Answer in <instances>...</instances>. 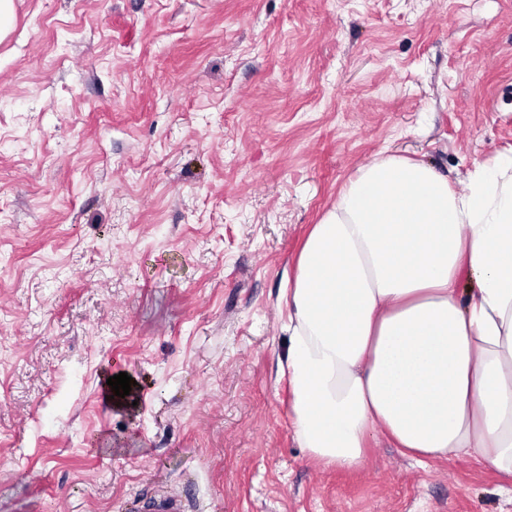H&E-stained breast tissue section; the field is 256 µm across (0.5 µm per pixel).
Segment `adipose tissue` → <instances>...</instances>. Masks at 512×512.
Returning <instances> with one entry per match:
<instances>
[{
    "label": "adipose tissue",
    "instance_id": "obj_1",
    "mask_svg": "<svg viewBox=\"0 0 512 512\" xmlns=\"http://www.w3.org/2000/svg\"><path fill=\"white\" fill-rule=\"evenodd\" d=\"M288 335L313 459L359 469L379 433L421 465L490 463L512 495V153L459 190L423 162L361 165L304 242Z\"/></svg>",
    "mask_w": 512,
    "mask_h": 512
}]
</instances>
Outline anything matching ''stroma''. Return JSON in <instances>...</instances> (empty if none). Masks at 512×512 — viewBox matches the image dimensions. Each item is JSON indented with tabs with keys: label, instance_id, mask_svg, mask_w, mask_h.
Wrapping results in <instances>:
<instances>
[{
	"label": "stroma",
	"instance_id": "stroma-1",
	"mask_svg": "<svg viewBox=\"0 0 512 512\" xmlns=\"http://www.w3.org/2000/svg\"><path fill=\"white\" fill-rule=\"evenodd\" d=\"M509 151L512 0H15L0 512H512L485 462L313 460L280 374L288 276L361 165L457 187Z\"/></svg>",
	"mask_w": 512,
	"mask_h": 512
}]
</instances>
